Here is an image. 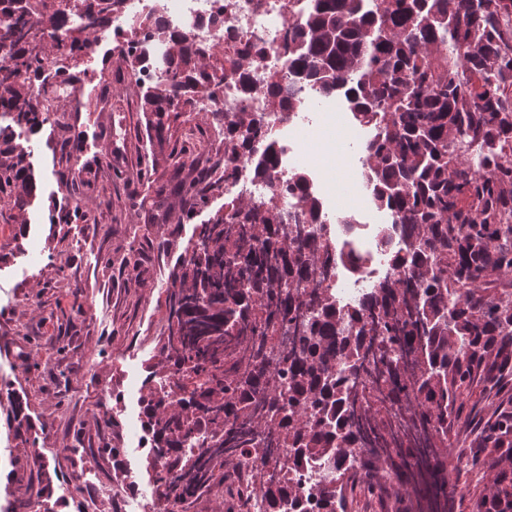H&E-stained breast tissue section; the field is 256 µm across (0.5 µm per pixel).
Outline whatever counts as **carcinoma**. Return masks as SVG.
Segmentation results:
<instances>
[{
    "instance_id": "carcinoma-1",
    "label": "carcinoma",
    "mask_w": 512,
    "mask_h": 512,
    "mask_svg": "<svg viewBox=\"0 0 512 512\" xmlns=\"http://www.w3.org/2000/svg\"><path fill=\"white\" fill-rule=\"evenodd\" d=\"M0 0V38L9 40L12 64L0 66V112L33 129L45 105L23 75L42 70L38 30L63 58L84 57L91 39L124 0H72L58 11L54 0H34L20 11ZM512 0H313L304 22L288 32V62L298 88L270 102L297 112L314 87L332 97L347 87V105L361 125L374 128L366 143L364 178L376 210L391 223L410 226L409 245L394 257L400 275L371 293L361 311L336 309L320 288L295 301L284 288L294 273L327 272L317 236L295 230L296 247L277 234L271 210L219 216L204 224L172 272L165 311L167 335L151 369L162 376L178 368L173 393L191 400L144 399V423L160 458L174 466L152 473L159 499L175 504L223 502L208 496L238 455H271L284 467L303 458H343L358 445L360 466L336 473L324 491L329 512H347L344 488L359 482L375 495L397 483L421 495L422 512H444L456 503L459 469L448 449L460 447L457 426L473 395L497 398L512 382ZM78 25L66 37L68 19ZM152 31L167 44L168 87L142 89L149 128L158 140L167 119L201 99L224 92L212 74L224 71L214 48L192 35ZM450 46L457 60L441 78L430 47ZM0 193L22 210L31 201L34 176L24 148L0 149ZM224 183L208 187L181 180L175 189L186 208L206 202ZM312 312V321L289 339L279 362L268 336L279 321ZM379 338V362L388 392L410 407V420L379 441L374 411L359 377L368 341ZM351 383L336 378L337 363ZM195 431L206 434L197 455L184 459L179 445ZM471 467L502 451L512 457V412L487 420L476 434ZM381 465L385 483L366 465ZM244 491H258L268 512L296 497L291 485H269L255 473ZM512 512V474L502 472L492 496Z\"/></svg>"
}]
</instances>
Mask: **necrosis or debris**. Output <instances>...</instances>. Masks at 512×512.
I'll return each instance as SVG.
<instances>
[{
    "instance_id": "1",
    "label": "necrosis or debris",
    "mask_w": 512,
    "mask_h": 512,
    "mask_svg": "<svg viewBox=\"0 0 512 512\" xmlns=\"http://www.w3.org/2000/svg\"><path fill=\"white\" fill-rule=\"evenodd\" d=\"M309 0H125L121 11L98 31L99 43L119 42L126 52L139 60L134 82L164 84L166 46L152 37L145 19H157L167 31L191 32L196 43L223 44L229 61L224 65V95L203 104L205 111L222 110L225 128L233 129L235 148L226 152L224 167L231 178L224 181V193L234 206L261 203L275 207L282 217L281 232L294 229V218L300 212L298 195L286 189L301 156L296 145L283 136L295 119L294 114L281 111L257 90L241 85L242 73L258 80L276 75L281 87L293 85L294 76L288 68L285 49L288 27L300 24ZM224 16L221 27L208 24L214 13ZM265 50L261 60L249 58V48ZM253 117L257 125L248 128L245 119ZM320 236L330 250L333 275L317 280L310 275H292L287 287L291 294L302 295L305 289L324 287L336 305L345 311L359 309L374 288L396 277L394 254L406 239L403 225L391 227V240L382 243L376 224H334L326 205L318 207ZM337 464L327 458L301 461L286 468L273 458L251 455L233 470L226 471L221 492L233 512H267L260 496L240 492L244 474L261 471L265 481L290 484L297 489L306 512H320V490L336 476Z\"/></svg>"
}]
</instances>
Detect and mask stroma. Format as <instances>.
Masks as SVG:
<instances>
[{"instance_id": "stroma-1", "label": "stroma", "mask_w": 512, "mask_h": 512, "mask_svg": "<svg viewBox=\"0 0 512 512\" xmlns=\"http://www.w3.org/2000/svg\"><path fill=\"white\" fill-rule=\"evenodd\" d=\"M102 79L80 84L69 69L55 121L29 131L0 119L13 144L33 152L34 191L26 210L0 200V512L10 488L39 486L52 512H81L100 499L101 512H134L114 487L136 426L141 378L167 332L166 286L201 225L224 212V191L209 192L191 213L157 191L189 150L197 177L224 156V133L200 115L171 122L165 141L147 124L139 87L119 44L101 47ZM288 126L303 170L323 177L333 208L357 209L365 191L359 158L368 133L350 127L328 105L302 107ZM81 142L73 150V142ZM125 381L115 423L97 413L100 394ZM27 418L16 427L11 407ZM471 449H454L466 496L487 492L512 468L505 457L479 469ZM409 493L348 495V512H408Z\"/></svg>"}]
</instances>
